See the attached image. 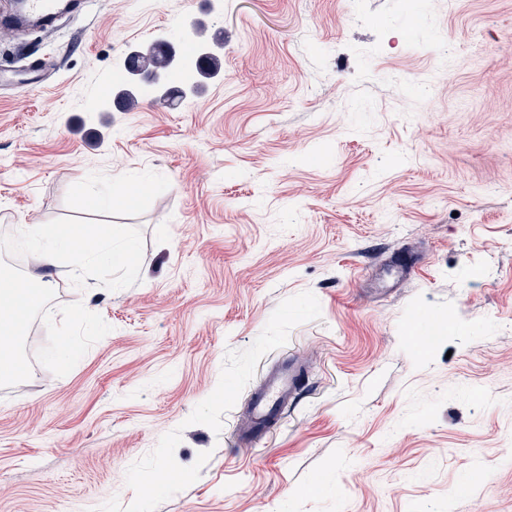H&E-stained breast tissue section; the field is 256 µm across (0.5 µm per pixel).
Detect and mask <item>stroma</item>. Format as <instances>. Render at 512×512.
I'll return each instance as SVG.
<instances>
[{
    "label": "stroma",
    "mask_w": 512,
    "mask_h": 512,
    "mask_svg": "<svg viewBox=\"0 0 512 512\" xmlns=\"http://www.w3.org/2000/svg\"><path fill=\"white\" fill-rule=\"evenodd\" d=\"M192 28L221 73L117 105ZM0 43V271L51 284L0 512H512V0H85ZM36 221L133 254L74 287L21 259ZM296 357L303 400L242 443ZM125 76L118 84V90L115 93L117 104L124 106L128 110L133 109L138 104L139 87L135 88L133 82L136 79L130 72V61L127 57L124 64Z\"/></svg>",
    "instance_id": "35a3bbf8"
}]
</instances>
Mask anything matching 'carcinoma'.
<instances>
[{"instance_id": "obj_1", "label": "carcinoma", "mask_w": 512, "mask_h": 512, "mask_svg": "<svg viewBox=\"0 0 512 512\" xmlns=\"http://www.w3.org/2000/svg\"><path fill=\"white\" fill-rule=\"evenodd\" d=\"M173 44L159 39L141 49L134 61H125V76L119 83L115 100L117 104L132 109L138 104L139 89L135 88L130 65H135L146 74L155 73L165 81L159 100L174 106L183 97L184 88H197L203 80L217 76L223 66V58L206 49L199 55L184 53L179 59L172 58Z\"/></svg>"}]
</instances>
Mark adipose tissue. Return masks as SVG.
I'll list each match as a JSON object with an SVG mask.
<instances>
[{
  "label": "adipose tissue",
  "instance_id": "adipose-tissue-1",
  "mask_svg": "<svg viewBox=\"0 0 512 512\" xmlns=\"http://www.w3.org/2000/svg\"><path fill=\"white\" fill-rule=\"evenodd\" d=\"M25 230L33 242L31 257L37 267L66 271L77 278L86 265L107 258L129 259L131 246L116 242L108 224L58 225L29 224ZM47 295L46 289L34 288L29 278L13 279L0 289V341L17 340L31 313Z\"/></svg>",
  "mask_w": 512,
  "mask_h": 512
}]
</instances>
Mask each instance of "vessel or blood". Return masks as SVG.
Instances as JSON below:
<instances>
[{
    "label": "vessel or blood",
    "mask_w": 512,
    "mask_h": 512,
    "mask_svg": "<svg viewBox=\"0 0 512 512\" xmlns=\"http://www.w3.org/2000/svg\"><path fill=\"white\" fill-rule=\"evenodd\" d=\"M300 360L268 371L261 384L249 397L250 419L242 434L245 440H252L255 433L273 426L282 414L294 407L302 392L299 379Z\"/></svg>",
    "instance_id": "b4317fda"
}]
</instances>
